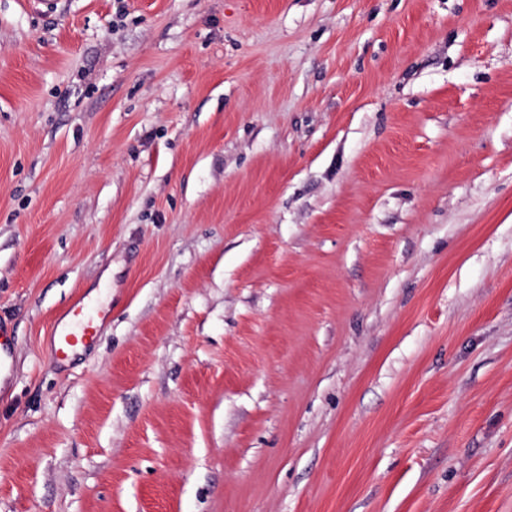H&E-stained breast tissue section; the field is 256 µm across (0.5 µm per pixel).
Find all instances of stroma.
<instances>
[{"label":"stroma","mask_w":512,"mask_h":512,"mask_svg":"<svg viewBox=\"0 0 512 512\" xmlns=\"http://www.w3.org/2000/svg\"><path fill=\"white\" fill-rule=\"evenodd\" d=\"M0 321V512H512V0H0ZM75 307L73 310L74 317L76 318L74 327L71 331L53 336L51 355L57 360H64L69 356L72 347L76 346L78 342L84 345L93 344L96 339V319L106 316V311L99 310L96 316H85L81 310ZM15 371V343L6 325L0 322V380L9 381Z\"/></svg>","instance_id":"obj_1"}]
</instances>
